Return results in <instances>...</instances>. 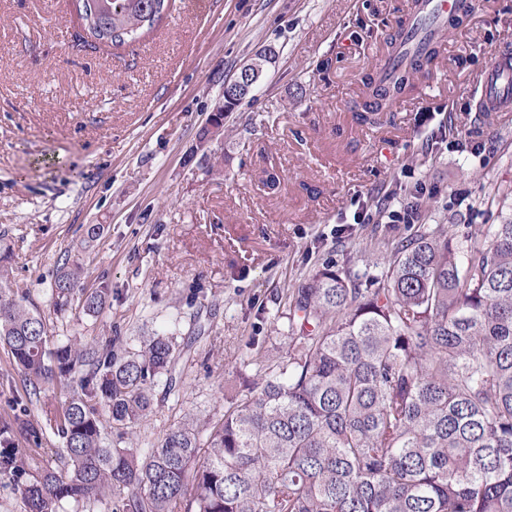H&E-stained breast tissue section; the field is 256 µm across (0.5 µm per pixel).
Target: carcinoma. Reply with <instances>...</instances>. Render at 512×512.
<instances>
[{"label":"carcinoma","mask_w":512,"mask_h":512,"mask_svg":"<svg viewBox=\"0 0 512 512\" xmlns=\"http://www.w3.org/2000/svg\"><path fill=\"white\" fill-rule=\"evenodd\" d=\"M88 35L120 46L154 30L174 0H74ZM410 73L370 78L365 110L403 94ZM0 257V344L46 422L0 423V478L25 512L112 494L119 512H512V217L485 231L426 227L353 280L330 264L287 297L280 360L245 376L221 417L183 418L137 453L133 429L157 379L177 386L174 337L118 354L52 344L40 313L10 294ZM81 277L51 284L64 312ZM97 313L105 292H81ZM56 390L40 401L43 387ZM40 446L62 439L64 468H39L14 427Z\"/></svg>","instance_id":"1"}]
</instances>
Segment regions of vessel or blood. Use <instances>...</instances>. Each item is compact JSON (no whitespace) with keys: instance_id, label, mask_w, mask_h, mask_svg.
<instances>
[{"instance_id":"1","label":"vessel or blood","mask_w":512,"mask_h":512,"mask_svg":"<svg viewBox=\"0 0 512 512\" xmlns=\"http://www.w3.org/2000/svg\"><path fill=\"white\" fill-rule=\"evenodd\" d=\"M461 12V0H415L410 18L392 53L376 69L379 78L409 68L413 56L427 44L441 43L451 18ZM477 94L487 112H512V53H498L483 72Z\"/></svg>"}]
</instances>
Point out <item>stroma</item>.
<instances>
[{
  "label": "stroma",
  "instance_id": "35a3bbf8",
  "mask_svg": "<svg viewBox=\"0 0 512 512\" xmlns=\"http://www.w3.org/2000/svg\"><path fill=\"white\" fill-rule=\"evenodd\" d=\"M411 0H176L139 42L85 43L72 0H0V251L8 284L51 342L137 345L160 330L185 348L182 385L154 388L136 428L157 441L183 416H221L245 365L286 349L285 296L329 263L365 277L433 224L512 212V112L477 109L481 73L512 46V0H475L436 63L372 121L364 81ZM274 58L224 104V82ZM223 113L220 132L204 137ZM508 190L487 203L490 183ZM417 201L390 222L384 195ZM103 225L95 247L80 243ZM79 261L98 314H57L51 283Z\"/></svg>",
  "mask_w": 512,
  "mask_h": 512
}]
</instances>
